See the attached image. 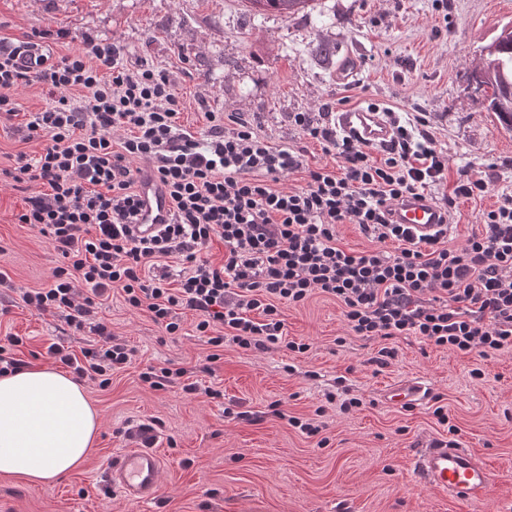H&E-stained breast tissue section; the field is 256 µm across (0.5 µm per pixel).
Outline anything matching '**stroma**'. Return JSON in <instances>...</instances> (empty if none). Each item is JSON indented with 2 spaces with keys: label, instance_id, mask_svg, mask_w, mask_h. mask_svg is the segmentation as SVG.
Instances as JSON below:
<instances>
[{
  "label": "stroma",
  "instance_id": "obj_1",
  "mask_svg": "<svg viewBox=\"0 0 512 512\" xmlns=\"http://www.w3.org/2000/svg\"><path fill=\"white\" fill-rule=\"evenodd\" d=\"M512 26V0H309L291 16L263 11L251 0H0V37L24 39L42 29L62 32V56L87 38L117 42L130 66L164 69L183 95L181 123L204 131L206 112L243 115L272 142L305 151L309 165L335 166L334 155L304 138L291 116L346 99L348 108H391L397 119L426 113L448 179L459 170L486 178L483 199L461 200L448 233L455 248L483 230L482 213L512 193V131L504 129L474 81L486 48ZM359 64L340 83L346 57ZM21 105L0 125V168L43 142L24 140L29 113L50 98L39 85L15 90ZM32 186L0 183V338L19 337L13 354L31 366H53L51 344L81 354L100 336L73 331L64 313H40L21 291L48 286L61 259L17 214ZM289 339L306 351L268 352L225 345L219 357L179 312V335H164L147 313L131 309L120 290L98 311L114 336L133 348L132 363L107 386L80 382L99 417L97 440L84 461L54 484L30 485L0 475V512H512V352L481 357L436 348L410 336L392 342L349 335L338 303L317 295L284 306ZM398 355L374 358L384 345ZM190 369L199 393L180 385L150 388L143 372L164 363ZM481 369L482 378L471 375ZM420 380L430 400L390 406L388 384ZM220 390L219 398L206 389ZM360 407L345 411V399ZM448 412L439 423L436 406ZM321 426L310 436L291 418ZM153 426L164 468L156 497L135 503L105 480L107 464L131 448L128 427ZM456 440L491 471L494 491L473 505L429 490L417 477L416 452Z\"/></svg>",
  "mask_w": 512,
  "mask_h": 512
}]
</instances>
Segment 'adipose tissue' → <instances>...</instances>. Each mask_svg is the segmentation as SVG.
Instances as JSON below:
<instances>
[{
	"label": "adipose tissue",
	"mask_w": 512,
	"mask_h": 512,
	"mask_svg": "<svg viewBox=\"0 0 512 512\" xmlns=\"http://www.w3.org/2000/svg\"><path fill=\"white\" fill-rule=\"evenodd\" d=\"M97 413L73 378L49 367L0 375V474L47 485L93 447Z\"/></svg>",
	"instance_id": "1"
}]
</instances>
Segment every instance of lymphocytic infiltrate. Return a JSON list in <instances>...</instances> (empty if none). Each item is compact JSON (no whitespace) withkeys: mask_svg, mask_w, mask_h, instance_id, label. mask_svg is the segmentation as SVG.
<instances>
[{"mask_svg":"<svg viewBox=\"0 0 512 512\" xmlns=\"http://www.w3.org/2000/svg\"><path fill=\"white\" fill-rule=\"evenodd\" d=\"M54 41L49 29L0 39V120L20 110L14 89L39 84L51 99L26 123L28 139L46 147L34 157L18 154L5 172L43 185L17 221L36 227L62 259L49 286L22 292L27 306L66 311L79 332L94 321L98 299L118 287L167 335L180 331L176 313L188 309L212 347L230 341L302 351L305 343L286 339L281 306L320 294L336 300L353 336H415L485 357L512 351V194L500 195L483 214L482 233L457 248L447 229L417 238L390 220L400 200L445 178L448 159L425 115L413 127L395 125L388 141L373 146L338 133L328 113H294L304 135L336 155V168H312L302 150L260 137L245 118L228 124L211 112L205 134L183 128L182 97L169 75L129 66L120 45L89 38L67 55L20 64L23 46ZM296 172L303 187H285ZM145 175L165 189L172 211L149 237L136 231ZM342 224L357 225L374 249L342 247ZM216 240L224 244L219 264L201 256ZM79 281L86 295H78ZM94 330L104 343L82 356L56 343L48 348L80 380L111 375L134 356L106 325Z\"/></svg>","mask_w":512,"mask_h":512,"instance_id":"f902f5d3","label":"lymphocytic infiltrate"}]
</instances>
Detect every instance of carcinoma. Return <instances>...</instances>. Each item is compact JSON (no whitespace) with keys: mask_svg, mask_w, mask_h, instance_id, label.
Returning a JSON list of instances; mask_svg holds the SVG:
<instances>
[{"mask_svg":"<svg viewBox=\"0 0 512 512\" xmlns=\"http://www.w3.org/2000/svg\"><path fill=\"white\" fill-rule=\"evenodd\" d=\"M268 10L291 14L310 0H253ZM479 87L490 91L489 108L499 123L512 129V28H504L487 47V55L476 68Z\"/></svg>","mask_w":512,"mask_h":512,"instance_id":"obj_1","label":"carcinoma"}]
</instances>
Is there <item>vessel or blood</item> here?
I'll use <instances>...</instances> for the list:
<instances>
[{
    "instance_id": "obj_1",
    "label": "vessel or blood",
    "mask_w": 512,
    "mask_h": 512,
    "mask_svg": "<svg viewBox=\"0 0 512 512\" xmlns=\"http://www.w3.org/2000/svg\"><path fill=\"white\" fill-rule=\"evenodd\" d=\"M336 125L347 133L359 135L372 144L384 143L391 128L381 113L365 109L337 113ZM139 193L143 206L140 222L152 231L171 221V208L165 190L149 177H142ZM395 223L407 225L414 236L434 234L446 216L429 196L408 198L393 208ZM385 399L393 405H416L425 401L424 386L417 381L388 385ZM163 459L151 448H132L113 458L105 478L110 486L120 489L129 500H152L161 484ZM414 470L430 490L473 504L484 501L493 490L490 470L463 448L441 445L420 453L414 460Z\"/></svg>"
}]
</instances>
